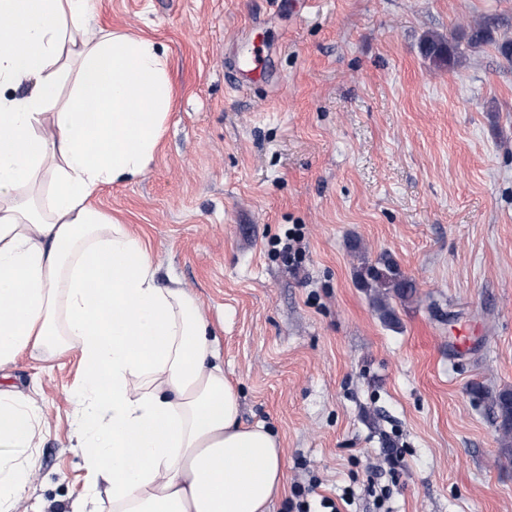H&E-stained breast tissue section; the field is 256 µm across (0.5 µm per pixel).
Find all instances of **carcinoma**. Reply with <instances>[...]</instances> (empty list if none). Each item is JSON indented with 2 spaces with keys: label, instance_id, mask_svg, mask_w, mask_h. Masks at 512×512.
I'll use <instances>...</instances> for the list:
<instances>
[{
  "label": "carcinoma",
  "instance_id": "carcinoma-1",
  "mask_svg": "<svg viewBox=\"0 0 512 512\" xmlns=\"http://www.w3.org/2000/svg\"><path fill=\"white\" fill-rule=\"evenodd\" d=\"M492 41L489 31L483 27L469 30L460 29L448 37L428 36L423 39V55L438 65L452 66L463 54L462 45L469 47ZM356 277L361 287L370 292L372 302L380 312L381 318L393 323L396 313L391 301L406 302L413 297L414 286L399 265L389 256L381 255L375 261L361 260L356 270ZM499 430L502 437L512 436V391L500 392L493 401Z\"/></svg>",
  "mask_w": 512,
  "mask_h": 512
}]
</instances>
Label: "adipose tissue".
Instances as JSON below:
<instances>
[{
    "instance_id": "ef3b65f1",
    "label": "adipose tissue",
    "mask_w": 512,
    "mask_h": 512,
    "mask_svg": "<svg viewBox=\"0 0 512 512\" xmlns=\"http://www.w3.org/2000/svg\"><path fill=\"white\" fill-rule=\"evenodd\" d=\"M98 0H0V367L77 353L75 434L93 482L71 512H269L281 447L242 425L220 344L142 239L90 198L142 176L173 89L153 41ZM39 408L0 393V512L32 481Z\"/></svg>"
}]
</instances>
